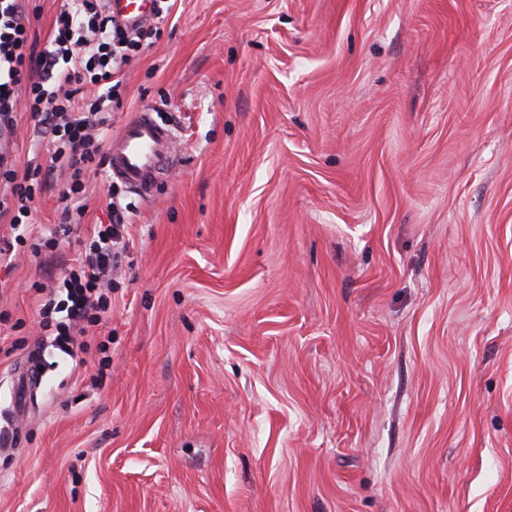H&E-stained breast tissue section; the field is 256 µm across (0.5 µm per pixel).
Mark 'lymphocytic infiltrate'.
Instances as JSON below:
<instances>
[{"label":"lymphocytic infiltrate","mask_w":512,"mask_h":512,"mask_svg":"<svg viewBox=\"0 0 512 512\" xmlns=\"http://www.w3.org/2000/svg\"><path fill=\"white\" fill-rule=\"evenodd\" d=\"M168 14L167 7H157L154 23L130 31L106 13L103 0H67L48 45L38 52L28 43L27 18L18 0H0V129L14 131L18 113H29L49 157L48 164L32 161L20 173L9 155L0 154V180L11 186L0 196V218L16 229V243L28 244L34 256L58 254L62 238L70 236L72 204L84 191V176L103 163L107 115L119 100L121 68L147 39L159 35ZM90 85L96 89L91 99L85 95ZM59 166L69 172L59 193L60 234L27 242L19 228ZM121 237L119 225H99L88 249L63 264L44 293L39 325L54 330L57 345L72 344L75 334H86L109 312Z\"/></svg>","instance_id":"lymphocytic-infiltrate-1"}]
</instances>
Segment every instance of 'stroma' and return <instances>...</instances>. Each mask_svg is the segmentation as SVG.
Here are the masks:
<instances>
[{
  "label": "stroma",
  "instance_id": "1",
  "mask_svg": "<svg viewBox=\"0 0 512 512\" xmlns=\"http://www.w3.org/2000/svg\"><path fill=\"white\" fill-rule=\"evenodd\" d=\"M65 2L21 0L38 47ZM122 74L172 165L88 170L60 256L0 257V512H512V0H175ZM111 201L70 355L37 289Z\"/></svg>",
  "mask_w": 512,
  "mask_h": 512
}]
</instances>
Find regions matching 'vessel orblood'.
Listing matches in <instances>:
<instances>
[{"mask_svg": "<svg viewBox=\"0 0 512 512\" xmlns=\"http://www.w3.org/2000/svg\"><path fill=\"white\" fill-rule=\"evenodd\" d=\"M152 8L153 0H106L108 13L129 26L152 19ZM173 141L171 130L160 125L151 110H137L108 143L110 176L145 192L153 178L168 170Z\"/></svg>", "mask_w": 512, "mask_h": 512, "instance_id": "vessel-or-blood-1", "label": "vessel or blood"}]
</instances>
